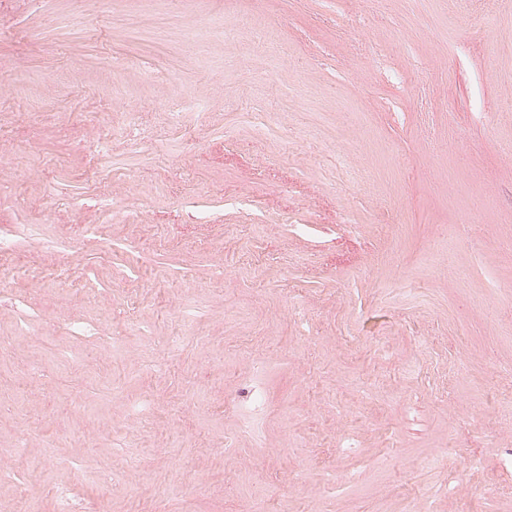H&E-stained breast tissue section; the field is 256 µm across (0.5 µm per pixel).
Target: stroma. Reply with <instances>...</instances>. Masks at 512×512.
Returning <instances> with one entry per match:
<instances>
[{"mask_svg":"<svg viewBox=\"0 0 512 512\" xmlns=\"http://www.w3.org/2000/svg\"><path fill=\"white\" fill-rule=\"evenodd\" d=\"M510 102L512 0H0V512H512ZM33 441V437L24 435L20 444L15 445V448H0L1 458V471L0 479L7 477L13 468V465L22 461L25 458V454L22 450L27 444Z\"/></svg>","mask_w":512,"mask_h":512,"instance_id":"stroma-1","label":"stroma"}]
</instances>
